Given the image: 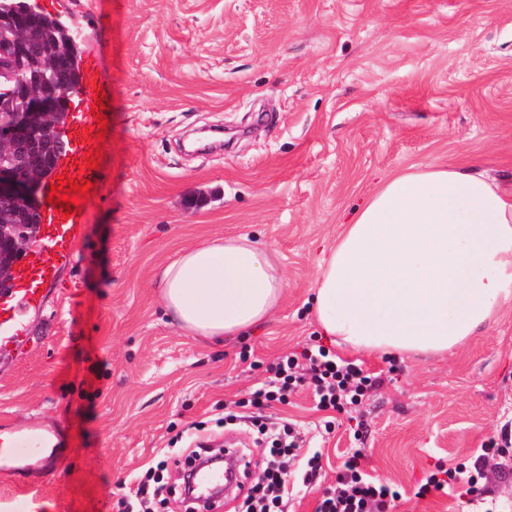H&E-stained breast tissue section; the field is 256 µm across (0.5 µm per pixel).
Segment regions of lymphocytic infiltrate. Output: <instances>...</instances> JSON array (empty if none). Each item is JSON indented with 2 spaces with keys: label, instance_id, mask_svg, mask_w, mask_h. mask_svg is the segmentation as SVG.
<instances>
[{
  "label": "lymphocytic infiltrate",
  "instance_id": "1",
  "mask_svg": "<svg viewBox=\"0 0 512 512\" xmlns=\"http://www.w3.org/2000/svg\"><path fill=\"white\" fill-rule=\"evenodd\" d=\"M269 381L256 388L250 397L255 409L249 421L258 433L271 442L272 459L259 481L244 496L238 512H285L290 495L288 461L293 458L296 445L291 441V422L280 427H268L262 409L269 403L287 402L288 397L303 382H311L324 411H343L361 405L367 394L379 386L380 378L364 373L355 364L339 363L335 354L318 344L305 345L302 351L286 352L271 365ZM485 465L484 457H477L473 472L460 468H437L432 471L419 490V496L431 492L452 491L459 497L478 498L482 490L477 473ZM400 496L390 485L374 481L365 473L358 460H350L338 476L333 492L327 493L316 507V512H388Z\"/></svg>",
  "mask_w": 512,
  "mask_h": 512
}]
</instances>
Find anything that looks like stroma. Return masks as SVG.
I'll return each instance as SVG.
<instances>
[{
	"label": "stroma",
	"mask_w": 512,
	"mask_h": 512,
	"mask_svg": "<svg viewBox=\"0 0 512 512\" xmlns=\"http://www.w3.org/2000/svg\"><path fill=\"white\" fill-rule=\"evenodd\" d=\"M79 30L112 96L105 190L76 259L60 264L18 332L0 331V427L47 428L26 467L0 470V512H120L138 475L177 433L203 426L243 460L234 512L269 460L244 422L217 427L283 353L320 329L307 302L345 221L389 174L453 164L512 175V0H26ZM239 137L185 154L201 127ZM247 233L271 246L288 281L271 320L246 341L181 334L157 270L177 249ZM380 385L358 411L316 407L310 388L265 410L298 423L317 481L288 512H315L353 454L399 488L390 512H458L453 494L416 491L436 465L471 467L472 512H512V306L440 357L336 347Z\"/></svg>",
	"instance_id": "stroma-1"
}]
</instances>
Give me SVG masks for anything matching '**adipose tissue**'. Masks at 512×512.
Returning <instances> with one entry per match:
<instances>
[{"instance_id":"obj_1","label":"adipose tissue","mask_w":512,"mask_h":512,"mask_svg":"<svg viewBox=\"0 0 512 512\" xmlns=\"http://www.w3.org/2000/svg\"><path fill=\"white\" fill-rule=\"evenodd\" d=\"M164 309L187 336H242L266 322L287 281L246 235L175 252L159 273ZM512 302V177L412 165L381 181L324 259L311 310L340 346L441 356Z\"/></svg>"}]
</instances>
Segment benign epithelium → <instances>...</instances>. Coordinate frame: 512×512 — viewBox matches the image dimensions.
Listing matches in <instances>:
<instances>
[{
  "instance_id": "benign-epithelium-1",
  "label": "benign epithelium",
  "mask_w": 512,
  "mask_h": 512,
  "mask_svg": "<svg viewBox=\"0 0 512 512\" xmlns=\"http://www.w3.org/2000/svg\"><path fill=\"white\" fill-rule=\"evenodd\" d=\"M4 25L17 34L0 41V114L9 113V122L0 129V156L12 157L7 163L0 159V212L9 218V223L0 224L2 280L13 275L17 257L33 244L25 230L41 221L35 202L46 174L43 154L50 145L59 153L63 144L36 136L52 131L66 95L64 75L31 56L34 29L1 16Z\"/></svg>"
}]
</instances>
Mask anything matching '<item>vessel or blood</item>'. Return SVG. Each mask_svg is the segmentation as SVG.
<instances>
[{
	"instance_id": "obj_1",
	"label": "vessel or blood",
	"mask_w": 512,
	"mask_h": 512,
	"mask_svg": "<svg viewBox=\"0 0 512 512\" xmlns=\"http://www.w3.org/2000/svg\"><path fill=\"white\" fill-rule=\"evenodd\" d=\"M99 79L98 61L88 60L80 71L77 88L68 98V108L61 121L63 149L53 170L54 175L59 176L64 170L72 169L74 162L82 159L90 149L84 133L97 126L92 105L94 84ZM38 206L42 214L43 243L18 270L12 291L0 298V327L17 325L27 308L41 302V290L55 280L58 263L72 258L85 222L81 214L62 216L46 200H39Z\"/></svg>"
}]
</instances>
